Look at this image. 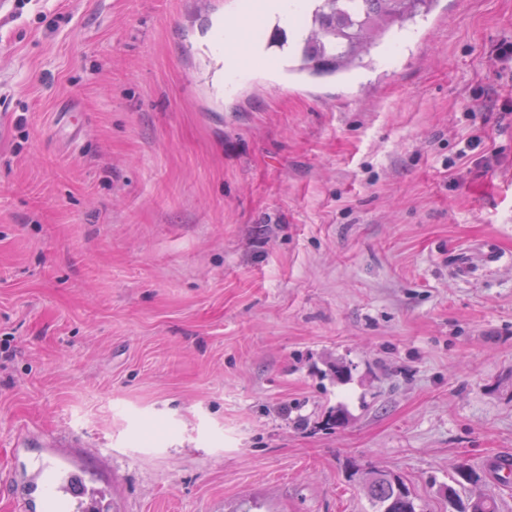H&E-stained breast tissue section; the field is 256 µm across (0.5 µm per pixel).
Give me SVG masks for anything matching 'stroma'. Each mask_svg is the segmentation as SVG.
Returning a JSON list of instances; mask_svg holds the SVG:
<instances>
[{"mask_svg":"<svg viewBox=\"0 0 512 512\" xmlns=\"http://www.w3.org/2000/svg\"><path fill=\"white\" fill-rule=\"evenodd\" d=\"M244 3L0 15V512L52 434L114 512H372L371 468L451 512L461 465L512 512V0H436L343 78L279 51L229 96ZM264 19V12L259 6L255 7L252 15L246 18L245 23L234 18L225 19L223 23L225 51L228 53L240 52L248 39L251 29L262 25Z\"/></svg>","mask_w":512,"mask_h":512,"instance_id":"obj_1","label":"stroma"}]
</instances>
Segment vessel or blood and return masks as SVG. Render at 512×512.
Here are the masks:
<instances>
[{
    "mask_svg": "<svg viewBox=\"0 0 512 512\" xmlns=\"http://www.w3.org/2000/svg\"><path fill=\"white\" fill-rule=\"evenodd\" d=\"M264 19L263 10L257 8L247 20H225V51L240 52L251 29ZM42 446V456L16 491L20 512H61L65 507L72 512H112L111 500L92 488L87 470L76 460L72 439H46Z\"/></svg>",
    "mask_w": 512,
    "mask_h": 512,
    "instance_id": "1",
    "label": "vessel or blood"
}]
</instances>
